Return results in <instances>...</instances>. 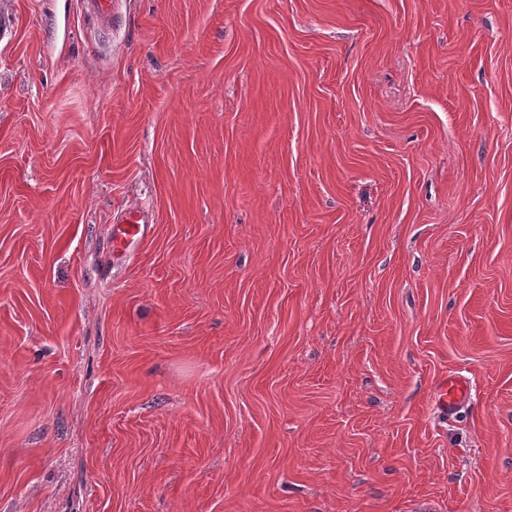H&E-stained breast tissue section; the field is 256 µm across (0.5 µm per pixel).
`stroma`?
<instances>
[{
  "label": "stroma",
  "mask_w": 512,
  "mask_h": 512,
  "mask_svg": "<svg viewBox=\"0 0 512 512\" xmlns=\"http://www.w3.org/2000/svg\"><path fill=\"white\" fill-rule=\"evenodd\" d=\"M94 33L0 0V512H512V0ZM115 224L114 246L123 247L124 241L139 239L145 234V225L148 224L144 211L139 209H130L122 212ZM435 398L441 412L450 419L459 410L471 404L470 382L464 376L448 374L438 381Z\"/></svg>",
  "instance_id": "35a3bbf8"
}]
</instances>
